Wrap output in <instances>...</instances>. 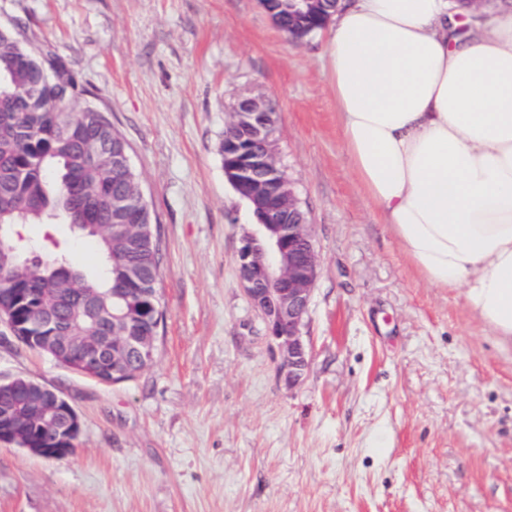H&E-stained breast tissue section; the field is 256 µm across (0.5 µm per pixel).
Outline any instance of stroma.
<instances>
[{
    "label": "stroma",
    "mask_w": 512,
    "mask_h": 512,
    "mask_svg": "<svg viewBox=\"0 0 512 512\" xmlns=\"http://www.w3.org/2000/svg\"><path fill=\"white\" fill-rule=\"evenodd\" d=\"M0 25L57 55L127 139L154 217L164 321L132 381L87 379L0 324V377L76 410L60 460L0 444V512H512V348L430 286L344 150L327 32L293 43L259 0H0ZM279 116V160L320 267L305 380L287 387L237 255L253 219L218 142L238 97ZM88 272L97 244L66 224Z\"/></svg>",
    "instance_id": "1"
}]
</instances>
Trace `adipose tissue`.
<instances>
[{
	"label": "adipose tissue",
	"instance_id": "ef3b65f1",
	"mask_svg": "<svg viewBox=\"0 0 512 512\" xmlns=\"http://www.w3.org/2000/svg\"><path fill=\"white\" fill-rule=\"evenodd\" d=\"M457 27L448 0H339L331 86L344 150L405 256L512 346V5Z\"/></svg>",
	"mask_w": 512,
	"mask_h": 512
}]
</instances>
